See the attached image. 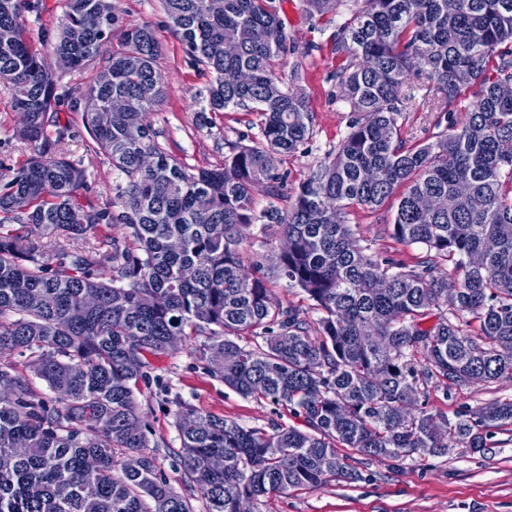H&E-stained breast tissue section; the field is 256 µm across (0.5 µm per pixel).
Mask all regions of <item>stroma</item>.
Returning a JSON list of instances; mask_svg holds the SVG:
<instances>
[{
    "instance_id": "35a3bbf8",
    "label": "stroma",
    "mask_w": 512,
    "mask_h": 512,
    "mask_svg": "<svg viewBox=\"0 0 512 512\" xmlns=\"http://www.w3.org/2000/svg\"><path fill=\"white\" fill-rule=\"evenodd\" d=\"M123 25H151L162 43L156 70L166 88L163 102L150 112L148 120L159 134L166 152L187 168L213 169L222 166L231 146L248 144L261 136L255 114L227 110L209 114L207 123L196 119L197 99L208 86L211 75L198 68L185 46L167 27L162 0H111ZM280 16L295 49L278 65L283 81H290L294 65H301L299 85L309 98L313 132L307 143L292 154L278 156L276 166L280 208H288L301 183L333 151L349 130L353 118L332 77L341 60L333 49L335 23L308 17L301 0H276ZM61 124L69 127V157L79 162L86 175L82 202L103 208L112 202V187L119 176L104 156L85 148L90 136L84 127L81 108L62 103ZM19 116L11 107L10 94L0 85V174L17 168L28 156L17 137ZM393 215L389 207L377 210L358 208L350 216L359 227L361 246L384 261L413 263L425 253L421 245H402L387 234ZM282 238L252 227L240 246L254 274L265 273L271 256L279 251ZM205 339L189 336L166 355L149 362L162 375L167 390L162 394L142 391L140 400L149 438L157 442L156 453L171 486L191 495L171 461L180 448L174 424L178 404L224 417L239 425L268 427L278 422L301 426V419L267 401L245 398L213 377L199 349ZM512 398V380L474 383L460 387L434 384L427 397L429 411L455 419L458 413L485 403ZM351 464L360 472L359 480L332 481L314 490H295L265 498L258 512H512V434L500 433L495 445L482 453L453 448L441 457L413 456L400 467L391 461L371 458L347 449Z\"/></svg>"
}]
</instances>
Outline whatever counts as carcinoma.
<instances>
[{
    "label": "carcinoma",
    "mask_w": 512,
    "mask_h": 512,
    "mask_svg": "<svg viewBox=\"0 0 512 512\" xmlns=\"http://www.w3.org/2000/svg\"><path fill=\"white\" fill-rule=\"evenodd\" d=\"M162 2L169 28L213 74L198 120L228 109L262 117V139L233 146L222 168L186 169L140 121L165 97L154 28L124 27L109 0H66L47 53L23 23L39 0H0V81L26 114L17 134L29 150L8 180L0 174V349L23 358L0 362V383L13 385L0 395V512H239L243 501L358 479L340 448L397 468L418 453L483 452L512 431L510 399L453 422L420 403L432 383L512 379V96L499 94L512 84V0H456L452 12L448 0H302L309 17L336 18L334 78L356 117L285 215L255 210L252 190L277 197V156L309 139L313 115L275 72L288 53L275 0ZM226 28L239 31L236 45L224 44ZM475 29L484 40H472ZM115 36L94 85L60 84L53 55L81 69ZM115 98L135 111L100 122ZM65 100L83 105L93 151L119 173L110 208L80 201L84 174L56 125ZM408 112H437L447 126L409 145L399 125ZM395 196L389 237L426 247L411 265L367 254L349 220ZM256 224L290 242L270 274L307 295L316 322L276 304L266 277L250 272L240 244ZM114 226L122 238L102 232ZM35 228L71 243L47 261ZM106 264L107 281L94 274ZM188 331L207 338L200 358L225 386L303 420L268 431L177 406L174 465L194 500L148 451L159 444L136 398L139 383L160 382L146 355ZM246 331L250 347L234 341ZM215 455L224 468L208 467Z\"/></svg>",
    "instance_id": "carcinoma-1"
}]
</instances>
